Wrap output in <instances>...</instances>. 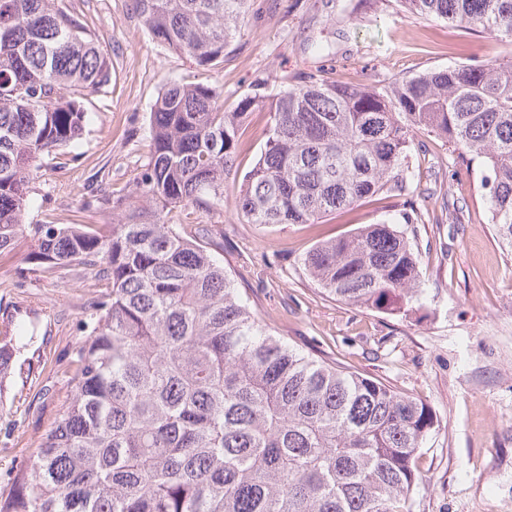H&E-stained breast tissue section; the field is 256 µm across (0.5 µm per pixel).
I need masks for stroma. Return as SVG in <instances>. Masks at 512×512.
<instances>
[{
  "mask_svg": "<svg viewBox=\"0 0 512 512\" xmlns=\"http://www.w3.org/2000/svg\"><path fill=\"white\" fill-rule=\"evenodd\" d=\"M87 21L112 57L109 95L88 96L89 120L78 159H46L32 180L29 224H108L104 200L149 161V113L166 79H192V61L148 35L130 0H63ZM342 0H253L224 65L209 81L234 102L260 79L320 69L344 83L371 82L493 61L508 48L496 38L363 0L343 16ZM415 176L432 191L418 207L422 273L419 306L391 314L327 297L305 274L301 256L316 244L398 213L403 200L378 197L322 223L246 224L232 203L200 222L212 225V252L258 316L315 358L384 379L428 403L438 422L417 458L425 481L412 512H512V257L488 222L479 169L448 168V146L422 136ZM455 203L445 214L443 200ZM99 284L79 266L53 271L0 256V338L18 324L40 333L0 380V492L37 453L71 398L66 374L84 340L82 321Z\"/></svg>",
  "mask_w": 512,
  "mask_h": 512,
  "instance_id": "1",
  "label": "stroma"
}]
</instances>
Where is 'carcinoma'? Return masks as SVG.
Here are the masks:
<instances>
[{"instance_id": "carcinoma-1", "label": "carcinoma", "mask_w": 512, "mask_h": 512, "mask_svg": "<svg viewBox=\"0 0 512 512\" xmlns=\"http://www.w3.org/2000/svg\"><path fill=\"white\" fill-rule=\"evenodd\" d=\"M404 12L512 46V0H395ZM152 39L210 71L248 0H132ZM112 84V58L57 0H0V253L48 268L85 265L104 288L83 321L72 398L16 469L0 512H411L415 460L437 422L425 402L298 352L259 319L209 252L232 182L248 224H318L376 196H408L400 223L430 213L409 165L414 134L481 163L488 221L512 251V57L375 83L321 70L234 103L210 83L169 80L150 112V161L108 197L110 224H26L42 160L75 150L83 101ZM266 112L255 164L244 125ZM301 264L328 297L409 311L418 252L385 220L319 243ZM0 342V378L34 341Z\"/></svg>"}]
</instances>
